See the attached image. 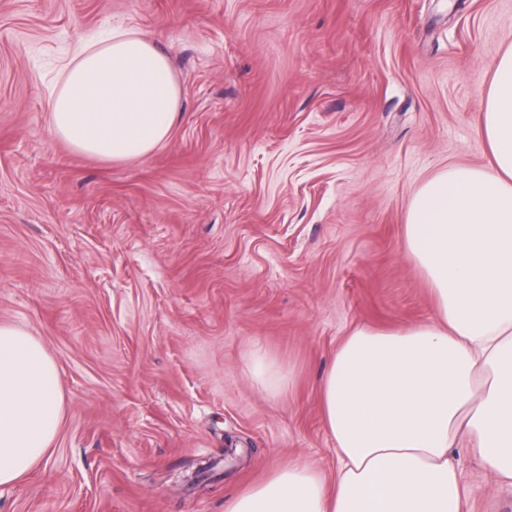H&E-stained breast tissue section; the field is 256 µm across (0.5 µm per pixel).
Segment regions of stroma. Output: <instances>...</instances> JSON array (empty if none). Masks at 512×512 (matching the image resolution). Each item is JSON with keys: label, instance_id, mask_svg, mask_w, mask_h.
<instances>
[{"label": "stroma", "instance_id": "35a3bbf8", "mask_svg": "<svg viewBox=\"0 0 512 512\" xmlns=\"http://www.w3.org/2000/svg\"><path fill=\"white\" fill-rule=\"evenodd\" d=\"M156 40L181 111L120 163L51 132L80 44ZM512 0H0V323L54 358L49 466L0 512H224L294 459L336 450L320 379L357 327L437 318L404 250L411 199L478 135ZM294 373L271 395L247 363ZM470 512H512L466 453ZM248 369L261 391L280 392L294 385L292 369L261 349L252 352L248 360Z\"/></svg>", "mask_w": 512, "mask_h": 512}]
</instances>
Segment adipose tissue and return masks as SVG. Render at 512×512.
<instances>
[{
  "label": "adipose tissue",
  "mask_w": 512,
  "mask_h": 512,
  "mask_svg": "<svg viewBox=\"0 0 512 512\" xmlns=\"http://www.w3.org/2000/svg\"><path fill=\"white\" fill-rule=\"evenodd\" d=\"M62 74L48 121L75 152L122 162L167 140L181 89L154 41L113 30L82 44ZM481 109L489 166L435 173L407 212L405 249L432 287L437 320L345 336L320 383L335 474L289 462L227 498L224 512H464L461 452L512 486V46ZM248 369L262 391L294 384L292 369L260 349ZM62 414L54 359L27 330L0 324V485L48 464Z\"/></svg>",
  "instance_id": "obj_1"
}]
</instances>
